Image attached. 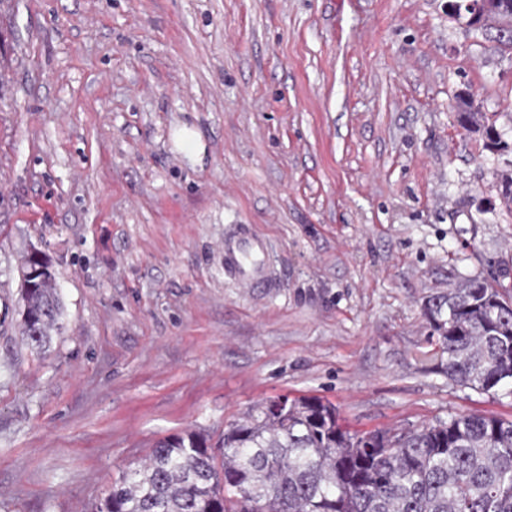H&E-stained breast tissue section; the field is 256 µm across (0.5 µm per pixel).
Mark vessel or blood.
Masks as SVG:
<instances>
[{"label": "vessel or blood", "mask_w": 512, "mask_h": 512, "mask_svg": "<svg viewBox=\"0 0 512 512\" xmlns=\"http://www.w3.org/2000/svg\"><path fill=\"white\" fill-rule=\"evenodd\" d=\"M269 241L249 225H239L224 237V274L240 287L259 293L273 287L275 272Z\"/></svg>", "instance_id": "b4317fda"}]
</instances>
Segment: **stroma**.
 Wrapping results in <instances>:
<instances>
[{
	"instance_id": "stroma-1",
	"label": "stroma",
	"mask_w": 512,
	"mask_h": 512,
	"mask_svg": "<svg viewBox=\"0 0 512 512\" xmlns=\"http://www.w3.org/2000/svg\"><path fill=\"white\" fill-rule=\"evenodd\" d=\"M0 58V512H95L158 442L283 395L353 433L512 418L449 381L423 311L472 277L512 295V50L448 0H0ZM233 224L271 242L265 294L224 278ZM33 249L65 305L44 351ZM458 120L463 129L471 133H482L485 130L486 136L491 139L493 126L487 125V118L479 110H473L472 100L469 97H458L456 101Z\"/></svg>"
}]
</instances>
